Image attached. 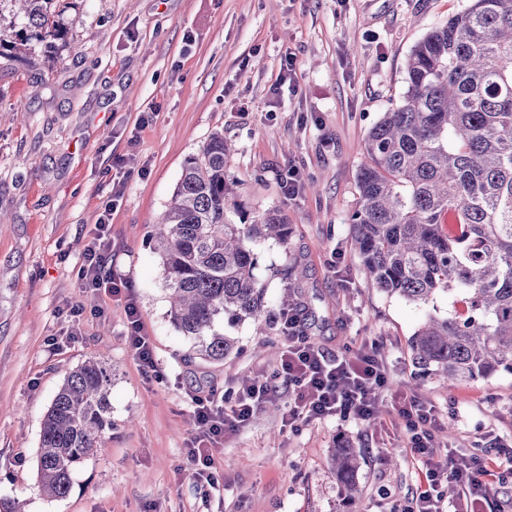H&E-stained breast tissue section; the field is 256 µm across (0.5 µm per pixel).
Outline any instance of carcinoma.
Returning a JSON list of instances; mask_svg holds the SVG:
<instances>
[{
	"mask_svg": "<svg viewBox=\"0 0 512 512\" xmlns=\"http://www.w3.org/2000/svg\"><path fill=\"white\" fill-rule=\"evenodd\" d=\"M23 4L19 49L60 29L53 0ZM407 91L364 144L349 216L351 246L382 292L427 305L440 292L463 295L465 313L430 315L409 341L413 362L448 385L512 372V0H470L429 31L406 63ZM229 147L212 134L186 159L152 234L170 291V318L192 340L190 359L222 363L238 340L216 330L250 321L265 334L299 307L285 291L271 309L254 275L252 243L288 247L277 209L251 213L224 176ZM452 224L443 230L444 214ZM112 369L90 358L72 369L41 425L37 475L62 498L71 475L105 449L112 431ZM331 466L353 499L361 458L347 444Z\"/></svg>",
	"mask_w": 512,
	"mask_h": 512,
	"instance_id": "1",
	"label": "carcinoma"
}]
</instances>
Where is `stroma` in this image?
Instances as JSON below:
<instances>
[{
    "label": "stroma",
    "instance_id": "1",
    "mask_svg": "<svg viewBox=\"0 0 512 512\" xmlns=\"http://www.w3.org/2000/svg\"><path fill=\"white\" fill-rule=\"evenodd\" d=\"M467 3L59 0L60 38L29 41L21 56L0 47V502L22 500L25 512H389L420 486L396 417L406 397L436 406L440 453L481 456L495 438L512 446L511 372L451 387L412 362L410 337L428 314L461 310L459 297L441 293L425 306L377 290L347 221L364 139L401 102L411 50ZM216 132L232 147L227 174L247 208L279 209L288 223L287 246L254 245L268 301L291 288L315 315L312 343L332 356L381 354L390 384L369 424L290 427L292 394L280 390L275 407L225 434L211 489L184 456L197 429L189 394L201 385L234 397L272 372L284 343L249 322L228 325L237 353L190 361V342L170 321L148 235L186 158ZM292 168L301 188L289 199ZM108 202L112 269L138 300L157 381L127 346L123 298L86 291L79 276ZM90 357L112 369V434L76 470L69 495L50 498L37 477L41 423L66 375ZM342 441L362 459L352 500L328 463Z\"/></svg>",
    "mask_w": 512,
    "mask_h": 512
}]
</instances>
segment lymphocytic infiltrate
<instances>
[{"label":"lymphocytic infiltrate","instance_id":"lymphocytic-infiltrate-1","mask_svg":"<svg viewBox=\"0 0 512 512\" xmlns=\"http://www.w3.org/2000/svg\"><path fill=\"white\" fill-rule=\"evenodd\" d=\"M112 211L104 209L95 224V234L84 252L79 275L86 288L106 290L123 297L127 344L144 372L154 371V345L143 330L140 311L128 281L117 276L109 263ZM288 342L271 373L241 387L233 402H225L213 390H198L191 398L199 431L186 452L198 483L215 486L212 449L224 439L227 429L248 421L263 404L274 398L280 385H288L295 399L289 412L291 421L310 422L326 417L371 420L375 398L389 384L384 361L373 353L332 357L309 341L300 325L298 312L284 318ZM397 415L410 437L409 452L421 462L423 484L413 506L400 512H448L442 493L444 484L453 482L465 489L464 512H483L496 494V487L512 474V452L508 453L501 473L490 474L485 459L449 455L440 459L433 442L436 423L434 405L411 400L400 405Z\"/></svg>","mask_w":512,"mask_h":512}]
</instances>
